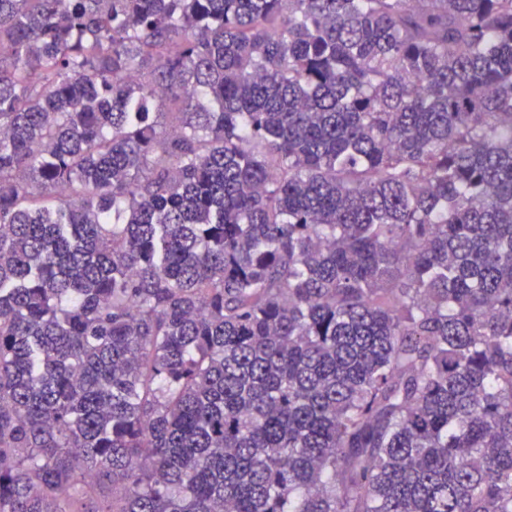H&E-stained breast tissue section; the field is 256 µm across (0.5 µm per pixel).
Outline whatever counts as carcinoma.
<instances>
[{
	"instance_id": "1",
	"label": "carcinoma",
	"mask_w": 512,
	"mask_h": 512,
	"mask_svg": "<svg viewBox=\"0 0 512 512\" xmlns=\"http://www.w3.org/2000/svg\"><path fill=\"white\" fill-rule=\"evenodd\" d=\"M0 512H512V0H0Z\"/></svg>"
}]
</instances>
